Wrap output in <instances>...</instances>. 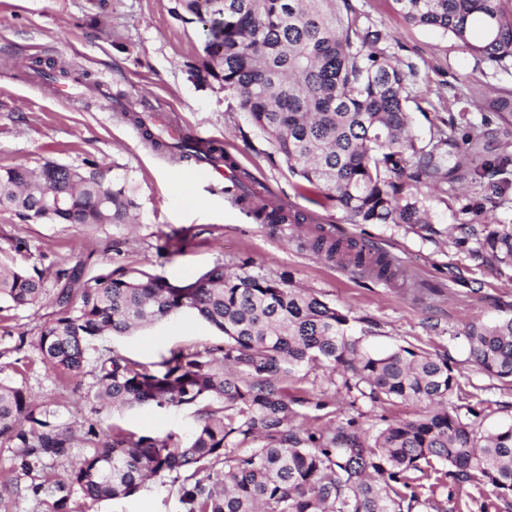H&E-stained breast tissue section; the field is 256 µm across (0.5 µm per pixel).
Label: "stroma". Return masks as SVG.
Segmentation results:
<instances>
[{"mask_svg":"<svg viewBox=\"0 0 512 512\" xmlns=\"http://www.w3.org/2000/svg\"><path fill=\"white\" fill-rule=\"evenodd\" d=\"M356 13L388 33L389 53L415 71L412 93L420 111L414 130L429 140L450 122L460 150L472 156L465 175L419 198L431 231L408 224H353L323 189L294 176L224 92L204 76L207 56L201 23L175 16V0H0V170L52 160L89 170L99 167L125 184L129 223L43 224L0 210V263L38 269L45 295L35 307L0 312V380L24 388L56 424L72 430L83 455L84 430L118 426L137 435L188 442L196 425L191 406L96 409L100 356L118 352L158 371L170 352L223 346L224 335L190 311L149 327L93 340L76 377L57 375L36 349L55 316L58 270L83 264V275L143 270L171 284L194 283L216 263L277 278L289 276L349 318L354 336L385 352L398 346L447 355L466 403L485 409V428L512 418V383L486 376L464 337L474 323L512 314V268L483 263L475 252L484 226L512 225V124L485 111L472 84L512 89V62L496 64L462 50L447 34L408 24L394 0H351ZM54 60L70 73L66 91L27 69ZM167 115L203 141L222 146L255 186L319 223H255L232 202L220 178H196L190 162L151 147L123 119L122 109ZM323 232L368 243L399 269L376 280L345 261L317 256L305 239ZM295 420L321 429L362 415L367 426L415 417L419 406L372 402L319 368L295 372L287 383ZM74 512H185L178 487L157 476L130 497L91 502L74 494Z\"/></svg>","mask_w":512,"mask_h":512,"instance_id":"35a3bbf8","label":"stroma"}]
</instances>
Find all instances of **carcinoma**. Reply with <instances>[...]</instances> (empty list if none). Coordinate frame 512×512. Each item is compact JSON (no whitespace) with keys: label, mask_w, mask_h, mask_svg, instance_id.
Instances as JSON below:
<instances>
[{"label":"carcinoma","mask_w":512,"mask_h":512,"mask_svg":"<svg viewBox=\"0 0 512 512\" xmlns=\"http://www.w3.org/2000/svg\"><path fill=\"white\" fill-rule=\"evenodd\" d=\"M404 19L432 26L486 60L512 58V8L505 0H394ZM207 26L205 73L221 81L249 124L288 163L317 183L354 224L428 223L407 186L440 182L462 167L445 166L437 151L452 141L442 128L429 141L411 127L410 76L384 47L387 34L360 22L350 0H177ZM512 123V90L483 100ZM156 149L201 159L196 138L169 142L168 126L153 129L138 112L122 110ZM65 196L61 208L44 199ZM125 185L94 169L46 161L0 170V209L46 224H123ZM260 224H300L265 206ZM316 254L340 257L379 279L396 276L391 260L365 245L317 236ZM478 255L512 266V227L493 228ZM57 316L36 344L53 370L77 377L87 342L124 334L183 309L224 333V346L174 353L153 374L117 352L101 358L94 398L102 406L198 405L184 447L120 428L102 435L91 423L82 460L54 481V512H70L74 491L90 501L132 495L161 473L178 484L186 512H454L452 496L436 489L482 483L496 499L512 498V421L483 432V416L468 404L448 408L458 387L448 357L399 346L376 353L349 332V319L291 278L227 272L216 264L190 288L145 272L82 280L75 265L58 271ZM44 282L0 265V301L39 302ZM79 298V305L73 299ZM470 355L488 376L512 381V315L465 332ZM325 368L346 391L373 402L392 399L422 407L371 434L360 418L310 431L295 423L288 376ZM15 448L14 472L30 476L73 456L69 429L36 411L17 386L0 382V443ZM428 484H423V481Z\"/></svg>","instance_id":"obj_1"}]
</instances>
